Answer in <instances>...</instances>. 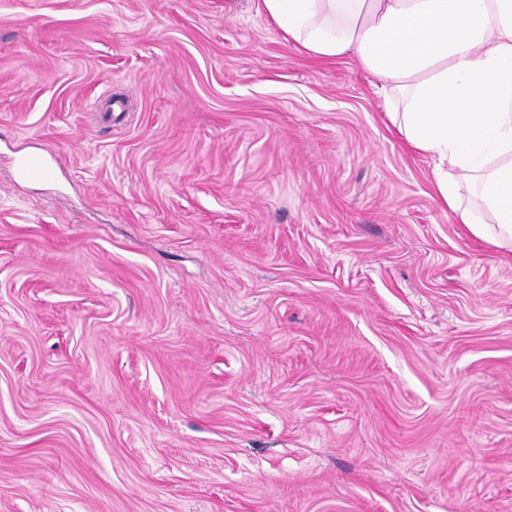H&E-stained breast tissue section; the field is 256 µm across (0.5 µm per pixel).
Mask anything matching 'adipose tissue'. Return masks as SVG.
I'll return each instance as SVG.
<instances>
[{"label":"adipose tissue","mask_w":512,"mask_h":512,"mask_svg":"<svg viewBox=\"0 0 512 512\" xmlns=\"http://www.w3.org/2000/svg\"><path fill=\"white\" fill-rule=\"evenodd\" d=\"M310 56L355 55L388 91L391 123L435 156L441 202L475 237L512 246V0H262ZM480 182L492 223L462 210Z\"/></svg>","instance_id":"obj_1"}]
</instances>
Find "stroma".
Wrapping results in <instances>:
<instances>
[{
	"instance_id": "obj_1",
	"label": "stroma",
	"mask_w": 512,
	"mask_h": 512,
	"mask_svg": "<svg viewBox=\"0 0 512 512\" xmlns=\"http://www.w3.org/2000/svg\"><path fill=\"white\" fill-rule=\"evenodd\" d=\"M386 112L262 0H0V512H512V250ZM46 161L37 154H27L18 161L20 175L26 180H34L46 177L48 174Z\"/></svg>"
}]
</instances>
